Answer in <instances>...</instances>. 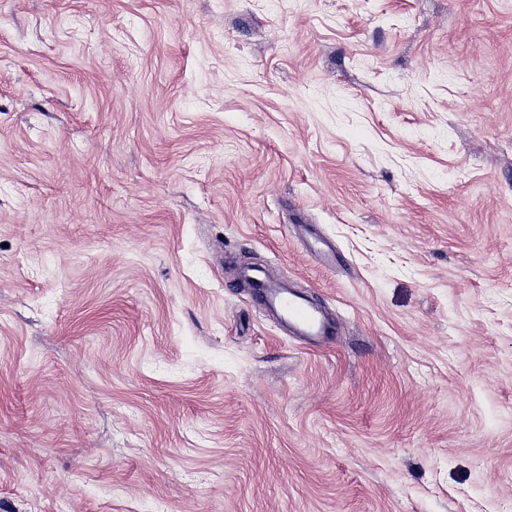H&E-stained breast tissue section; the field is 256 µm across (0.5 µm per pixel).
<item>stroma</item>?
I'll return each mask as SVG.
<instances>
[{"mask_svg":"<svg viewBox=\"0 0 512 512\" xmlns=\"http://www.w3.org/2000/svg\"><path fill=\"white\" fill-rule=\"evenodd\" d=\"M0 512H512V0H0ZM247 280L260 299L262 308L286 321L293 335L310 347L326 343L334 335V324L327 312L311 303L305 296L271 284L258 269L242 270L235 281Z\"/></svg>","mask_w":512,"mask_h":512,"instance_id":"1","label":"stroma"}]
</instances>
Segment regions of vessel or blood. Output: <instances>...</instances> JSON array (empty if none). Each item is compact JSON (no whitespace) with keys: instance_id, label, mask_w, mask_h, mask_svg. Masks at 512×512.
Returning <instances> with one entry per match:
<instances>
[{"instance_id":"b4317fda","label":"vessel or blood","mask_w":512,"mask_h":512,"mask_svg":"<svg viewBox=\"0 0 512 512\" xmlns=\"http://www.w3.org/2000/svg\"><path fill=\"white\" fill-rule=\"evenodd\" d=\"M238 279L248 281L263 309L279 315L302 342L312 347L324 344L334 333V324L327 312L305 296L271 284L258 269L242 270Z\"/></svg>"}]
</instances>
